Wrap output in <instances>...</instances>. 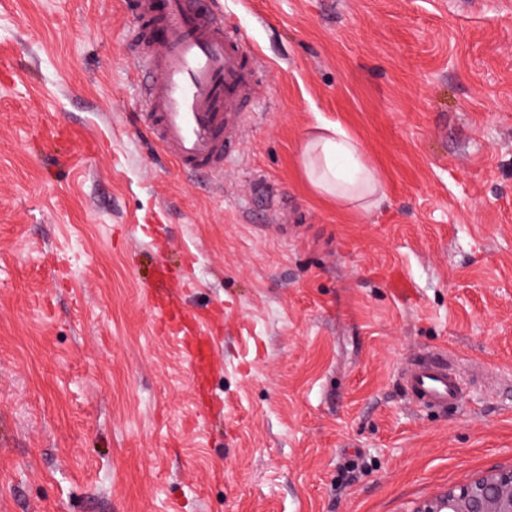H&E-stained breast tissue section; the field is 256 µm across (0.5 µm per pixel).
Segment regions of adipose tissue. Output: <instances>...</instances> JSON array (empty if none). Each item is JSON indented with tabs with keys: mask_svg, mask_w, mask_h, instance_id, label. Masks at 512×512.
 Instances as JSON below:
<instances>
[{
	"mask_svg": "<svg viewBox=\"0 0 512 512\" xmlns=\"http://www.w3.org/2000/svg\"><path fill=\"white\" fill-rule=\"evenodd\" d=\"M302 165L312 187L336 200H367L382 193L359 144L340 126H325L322 134L305 145Z\"/></svg>",
	"mask_w": 512,
	"mask_h": 512,
	"instance_id": "ef3b65f1",
	"label": "adipose tissue"
}]
</instances>
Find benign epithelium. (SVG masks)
<instances>
[{
  "mask_svg": "<svg viewBox=\"0 0 512 512\" xmlns=\"http://www.w3.org/2000/svg\"><path fill=\"white\" fill-rule=\"evenodd\" d=\"M416 512H512V470L482 475L424 502Z\"/></svg>",
  "mask_w": 512,
  "mask_h": 512,
  "instance_id": "benign-epithelium-1",
  "label": "benign epithelium"
}]
</instances>
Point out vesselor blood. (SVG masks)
Listing matches in <instances>:
<instances>
[{
	"label": "vessel or blood",
	"instance_id": "b4317fda",
	"mask_svg": "<svg viewBox=\"0 0 512 512\" xmlns=\"http://www.w3.org/2000/svg\"><path fill=\"white\" fill-rule=\"evenodd\" d=\"M219 0H126L127 41L146 79L140 121L164 154L189 173L223 172L237 154L246 110L261 84L257 56L224 22ZM416 403L438 410L464 398L447 354L417 358L400 378Z\"/></svg>",
	"mask_w": 512,
	"mask_h": 512
}]
</instances>
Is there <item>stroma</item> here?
Wrapping results in <instances>:
<instances>
[{
  "instance_id": "obj_1",
  "label": "stroma",
  "mask_w": 512,
  "mask_h": 512,
  "mask_svg": "<svg viewBox=\"0 0 512 512\" xmlns=\"http://www.w3.org/2000/svg\"><path fill=\"white\" fill-rule=\"evenodd\" d=\"M221 4L263 83L206 177L141 126L122 0H0V512H416L512 470V6ZM336 123L373 207L306 179ZM437 352L461 408L400 389Z\"/></svg>"
}]
</instances>
